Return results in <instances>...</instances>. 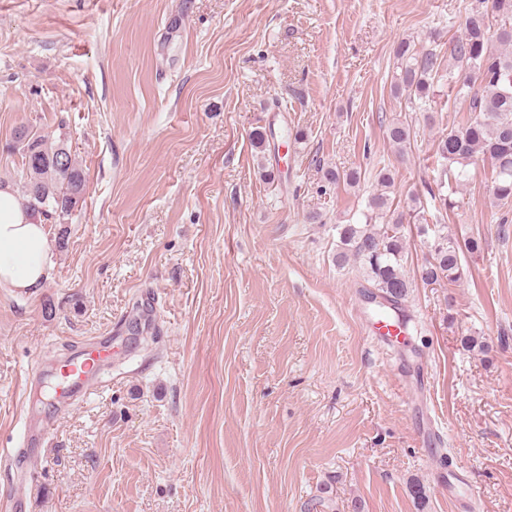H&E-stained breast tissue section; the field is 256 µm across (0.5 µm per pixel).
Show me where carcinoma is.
I'll return each mask as SVG.
<instances>
[{
	"mask_svg": "<svg viewBox=\"0 0 512 512\" xmlns=\"http://www.w3.org/2000/svg\"><path fill=\"white\" fill-rule=\"evenodd\" d=\"M449 56L453 63L445 75L436 52L420 51L410 41L400 42L394 93L406 94L412 108L428 113L435 99V84L448 79V88L468 102L471 117L465 128L452 130L438 141L436 155L444 162L443 172L459 182L469 176V166L486 159L494 172V199L500 205L511 204L512 0H474L462 36L450 42ZM64 129V124H58L59 134L52 138L28 126V141L21 143L22 164L15 171L26 209L49 224L68 223L83 200L86 186L84 170L72 156ZM386 135L402 150L410 142L411 129L397 121L387 127ZM326 179L355 186L361 181V172L329 169ZM375 180L380 190L368 201L364 223L338 225L334 260L338 266L351 258L358 262L366 280L385 302L399 310L406 326L409 318L402 303L411 287L403 271L406 245L401 227L406 215L397 214L390 224L377 223L390 210L387 189L393 186L394 176L382 168ZM480 246L481 240L474 237L461 243L438 233L431 245V260L421 268V280L458 282L463 275V251L474 252Z\"/></svg>",
	"mask_w": 512,
	"mask_h": 512,
	"instance_id": "obj_1",
	"label": "carcinoma"
}]
</instances>
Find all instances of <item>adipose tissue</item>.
Segmentation results:
<instances>
[{
	"instance_id": "adipose-tissue-1",
	"label": "adipose tissue",
	"mask_w": 512,
	"mask_h": 512,
	"mask_svg": "<svg viewBox=\"0 0 512 512\" xmlns=\"http://www.w3.org/2000/svg\"><path fill=\"white\" fill-rule=\"evenodd\" d=\"M53 244L43 224L25 210L19 195L0 187V287L30 295L50 279Z\"/></svg>"
}]
</instances>
